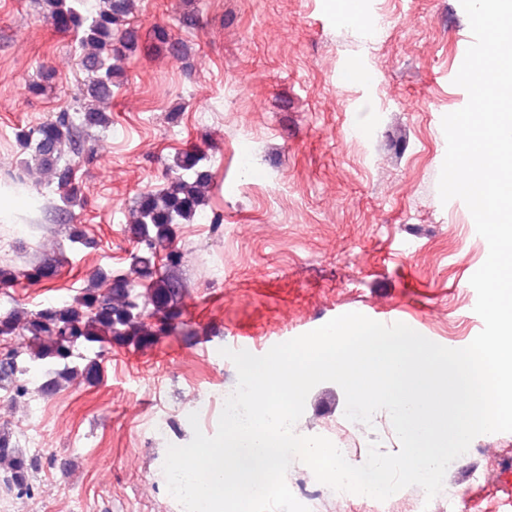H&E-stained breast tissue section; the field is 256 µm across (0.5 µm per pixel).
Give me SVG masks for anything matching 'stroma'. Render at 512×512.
I'll return each instance as SVG.
<instances>
[{
    "label": "stroma",
    "mask_w": 512,
    "mask_h": 512,
    "mask_svg": "<svg viewBox=\"0 0 512 512\" xmlns=\"http://www.w3.org/2000/svg\"><path fill=\"white\" fill-rule=\"evenodd\" d=\"M128 28L138 43L105 107L109 122L85 129L71 157L75 206L35 173L28 195L49 193L52 205L19 198L0 223V261L56 266L51 278L0 292V309L34 311L71 299L98 270L126 273L132 209L186 151L205 155V210L224 221L177 228L182 333L113 342L100 381L33 396L39 416L0 405V429L37 464L31 496H9L11 512H183L163 463L168 445L193 437L188 393L215 397L237 383L222 349L262 355L349 312L379 321L396 311L454 349L483 328L470 279L488 244L466 204L438 194L442 118L468 101L454 83L471 35L460 0H136ZM158 28L183 52L156 40ZM79 54L41 0H0V158L9 160L0 178L20 166L18 128L88 104ZM34 81L42 94L26 92ZM245 132L253 161L242 169ZM77 225L93 247H72ZM344 410L342 389L318 384L296 428L348 444L353 463L373 442L399 451L387 412L357 437ZM160 422L165 445L153 433ZM474 444L449 465L428 512H512V433ZM421 492L330 508L410 512Z\"/></svg>",
    "instance_id": "35a3bbf8"
}]
</instances>
